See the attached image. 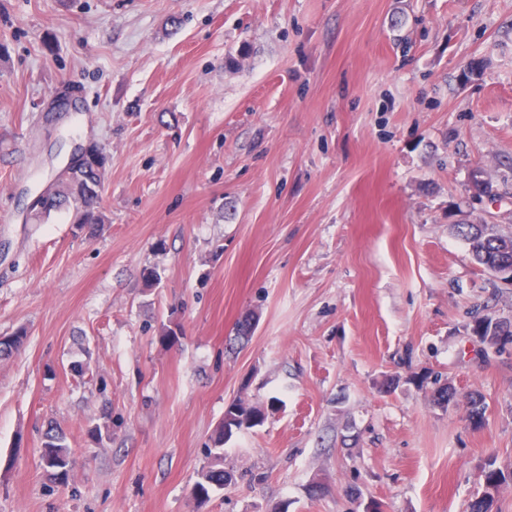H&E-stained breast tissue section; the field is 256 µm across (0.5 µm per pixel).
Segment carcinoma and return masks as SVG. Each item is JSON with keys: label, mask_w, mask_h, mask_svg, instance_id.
<instances>
[{"label": "carcinoma", "mask_w": 512, "mask_h": 512, "mask_svg": "<svg viewBox=\"0 0 512 512\" xmlns=\"http://www.w3.org/2000/svg\"><path fill=\"white\" fill-rule=\"evenodd\" d=\"M104 186V167L79 168L65 182L57 186L55 193L42 200L37 216H45L65 204H75V223L81 228L94 230L98 219L93 211L99 192ZM457 237L469 245L473 259L490 270L500 262L512 260V253L501 251V245L512 240V234L497 232L487 224H455ZM265 419V408L259 403L239 399L229 405L224 413V422L218 425L210 437L209 460L191 493L206 502L211 494L224 488V442L233 431L252 429ZM72 450L64 433L51 429L41 441V459L51 475L62 481L68 477L72 465ZM512 476L488 463L484 472V484L479 496L471 503L470 512H492L500 486Z\"/></svg>", "instance_id": "carcinoma-1"}]
</instances>
